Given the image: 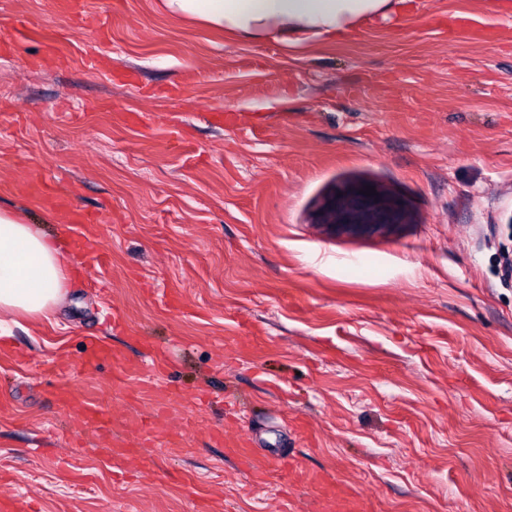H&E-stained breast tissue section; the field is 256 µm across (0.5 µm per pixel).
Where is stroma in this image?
I'll use <instances>...</instances> for the list:
<instances>
[{
    "label": "stroma",
    "mask_w": 512,
    "mask_h": 512,
    "mask_svg": "<svg viewBox=\"0 0 512 512\" xmlns=\"http://www.w3.org/2000/svg\"><path fill=\"white\" fill-rule=\"evenodd\" d=\"M1 114L0 208L72 239L19 189L52 181L110 258L0 343V470L29 512H311L334 488L335 512H512V0L294 46L158 0H0ZM345 184L411 223L316 224ZM93 336L121 362L88 367ZM151 427L177 447L112 458ZM234 440L291 475L255 477ZM58 395L65 402L72 403L77 407L88 421L99 423L103 422L107 417L108 413L102 410L98 405L93 404L84 398L77 399L70 388L65 384L58 387Z\"/></svg>",
    "instance_id": "obj_1"
}]
</instances>
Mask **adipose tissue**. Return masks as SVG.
<instances>
[{"instance_id":"1","label":"adipose tissue","mask_w":512,"mask_h":512,"mask_svg":"<svg viewBox=\"0 0 512 512\" xmlns=\"http://www.w3.org/2000/svg\"><path fill=\"white\" fill-rule=\"evenodd\" d=\"M163 11L250 39L275 34L341 38L372 17L405 14V0H162ZM73 270L68 243L30 224L24 210H0V337L7 318H34L55 303Z\"/></svg>"}]
</instances>
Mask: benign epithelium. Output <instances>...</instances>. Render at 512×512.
Here are the masks:
<instances>
[{"instance_id": "obj_1", "label": "benign epithelium", "mask_w": 512, "mask_h": 512, "mask_svg": "<svg viewBox=\"0 0 512 512\" xmlns=\"http://www.w3.org/2000/svg\"><path fill=\"white\" fill-rule=\"evenodd\" d=\"M363 189L353 185L333 192L318 210L315 223L339 234H362L410 222L411 214L398 197L380 189L367 196Z\"/></svg>"}]
</instances>
